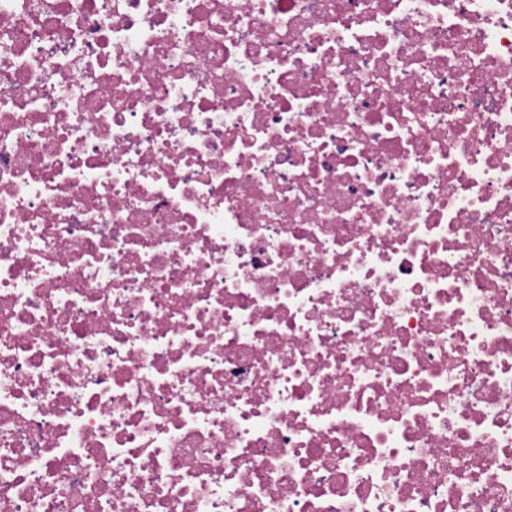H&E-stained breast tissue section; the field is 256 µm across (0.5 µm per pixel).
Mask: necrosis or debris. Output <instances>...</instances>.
I'll return each mask as SVG.
<instances>
[{"label":"necrosis or debris","mask_w":512,"mask_h":512,"mask_svg":"<svg viewBox=\"0 0 512 512\" xmlns=\"http://www.w3.org/2000/svg\"><path fill=\"white\" fill-rule=\"evenodd\" d=\"M0 512H512V0H0Z\"/></svg>","instance_id":"necrosis-or-debris-1"}]
</instances>
